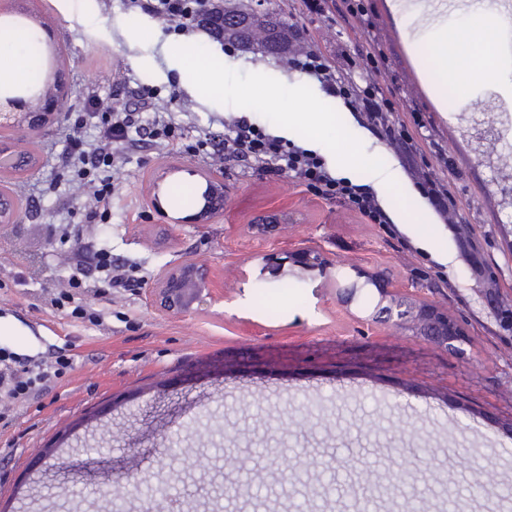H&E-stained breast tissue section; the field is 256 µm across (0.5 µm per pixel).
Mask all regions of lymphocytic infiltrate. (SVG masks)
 Returning <instances> with one entry per match:
<instances>
[{"mask_svg":"<svg viewBox=\"0 0 512 512\" xmlns=\"http://www.w3.org/2000/svg\"><path fill=\"white\" fill-rule=\"evenodd\" d=\"M125 4L127 9L149 14L174 28L202 29L231 49L245 44L260 51L266 40L278 43L285 69L307 75L325 94L340 99L357 124L391 151L406 181L419 192L438 222L452 229L472 275L488 280V267L475 257L473 233L459 229L464 219L450 179L456 170L453 156L426 134L428 121L420 105L372 79L387 60L383 46L356 55L347 45L340 44L330 59L318 48L305 44L295 24L274 27L267 16L256 12L251 15V24L257 28L258 37L242 39L237 29L224 25V0H125ZM300 6L304 13L335 18L364 31L374 27L373 14L365 0H300ZM93 104L100 120L97 137L86 139L81 125H74L63 159L64 168L77 171L78 185L67 202L68 208L80 212L88 223L96 222L106 212L112 181L101 170H116L123 165L122 145L149 140L171 143L176 129L171 113L159 111L151 94L120 108L99 98ZM194 153L228 170L292 179L318 198L357 214L364 223L383 227L395 223L393 213L375 190L339 175L316 150L274 134L248 116L225 119L223 138L198 142ZM72 269L71 287L97 294L139 284L129 268L113 263L107 253H96L90 259L75 253ZM73 361V354L64 352L49 364L32 367L19 354L0 347V399L17 403L39 396L71 371Z\"/></svg>","mask_w":512,"mask_h":512,"instance_id":"f902f5d3","label":"lymphocytic infiltrate"}]
</instances>
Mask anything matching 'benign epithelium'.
I'll use <instances>...</instances> for the list:
<instances>
[{"label": "benign epithelium", "mask_w": 512, "mask_h": 512, "mask_svg": "<svg viewBox=\"0 0 512 512\" xmlns=\"http://www.w3.org/2000/svg\"><path fill=\"white\" fill-rule=\"evenodd\" d=\"M69 94L70 85L60 71L36 89L15 94L0 93V130H9L17 135L39 132L59 114ZM456 119L473 137L487 122L483 113L458 115ZM206 187L205 204L195 216V220L201 223L208 222L224 209L223 173L207 176ZM17 220L12 199L0 195V223L11 224ZM209 288L207 267L197 262H185L162 274L158 288L150 292V302L166 313L187 314L204 302ZM379 310L388 316L395 328L410 332L438 349L454 348L460 354L463 352L461 345L469 341L448 313L433 304L408 303L384 292Z\"/></svg>", "instance_id": "1"}]
</instances>
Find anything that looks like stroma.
<instances>
[{"instance_id": "35a3bbf8", "label": "stroma", "mask_w": 512, "mask_h": 512, "mask_svg": "<svg viewBox=\"0 0 512 512\" xmlns=\"http://www.w3.org/2000/svg\"><path fill=\"white\" fill-rule=\"evenodd\" d=\"M230 8L268 9L299 26L323 49L367 37L341 23L299 14L295 0H228ZM376 31L390 47L389 67L402 92L429 104L414 77L422 59H410L398 38L406 18L389 16L372 0ZM51 27L64 46L42 70L65 69L73 89L49 128L22 139L37 162L12 173L23 201L16 224H0V346L40 361L74 348L72 371L43 394L10 407L0 428V504L11 512H145L163 499L165 512H212L196 489L209 485L224 512H253L281 500L278 482L234 493V478L197 467L203 456L232 457L240 471L290 461L298 473L325 464L324 480L339 507L353 498L357 472L389 468L444 478L451 493L470 499L475 477L497 475V485L470 499L469 512H512L499 483L512 485V342L501 340L483 285L455 255L446 225L407 183L387 193L394 215L409 214L400 235L364 224L349 210L323 201L291 179L224 174V212L192 222L210 164L187 145L220 132L221 120L246 114L280 131L292 112H326L318 151L333 168L354 147L366 160L350 172L370 184L372 166L394 167L391 153L357 125L343 103L321 93L309 77L285 70L275 56L229 49L205 32H182L126 8L124 0H26L0 14L12 22ZM206 57L224 80V105L215 107L202 85L178 117L183 151L163 143L129 152L115 177L104 220L83 223L65 205L68 181L61 158L76 118L91 97L124 101L134 88L167 101L180 87L178 54ZM122 66L128 82L113 83ZM487 90L463 85L452 103L433 112L432 134L457 162L456 192L476 232V255L495 269L503 304L512 306V238L496 207L490 172L462 149L452 112L482 109ZM168 171L167 186L186 188L172 198L168 219L150 208L152 179ZM273 234L255 233L261 220ZM69 223L64 242L54 225ZM86 246L137 264L147 281L137 293L83 295L104 315L102 325L52 311L45 303L66 288L67 258ZM314 251L321 266L297 256ZM194 260L206 264L211 289L187 315L163 314L148 295L167 269ZM387 289L448 312L470 339L453 355L397 331L375 306L349 298L348 288ZM96 448L102 463L83 465Z\"/></svg>"}]
</instances>
